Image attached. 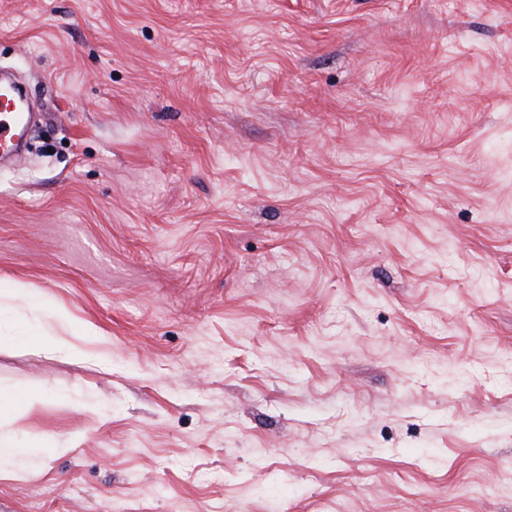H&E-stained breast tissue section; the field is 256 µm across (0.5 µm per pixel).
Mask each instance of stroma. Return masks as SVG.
Wrapping results in <instances>:
<instances>
[{
  "mask_svg": "<svg viewBox=\"0 0 512 512\" xmlns=\"http://www.w3.org/2000/svg\"><path fill=\"white\" fill-rule=\"evenodd\" d=\"M49 149L0 283V512H512V0H0ZM27 293L26 288H21L19 285L11 286L9 288H1L0 290V345L4 346H22L37 344L44 339L49 340L50 346L62 357L70 359H80L86 361L96 360L97 357L86 353L84 350L77 347L71 341L60 336H44L39 327L32 324H24L21 329L9 327L7 332L2 331V321L11 318L10 311L3 305H8L13 299L25 296ZM27 453V448H22L15 439L3 438L0 434V474L9 473L15 463L22 461Z\"/></svg>",
  "mask_w": 512,
  "mask_h": 512,
  "instance_id": "obj_1",
  "label": "stroma"
}]
</instances>
